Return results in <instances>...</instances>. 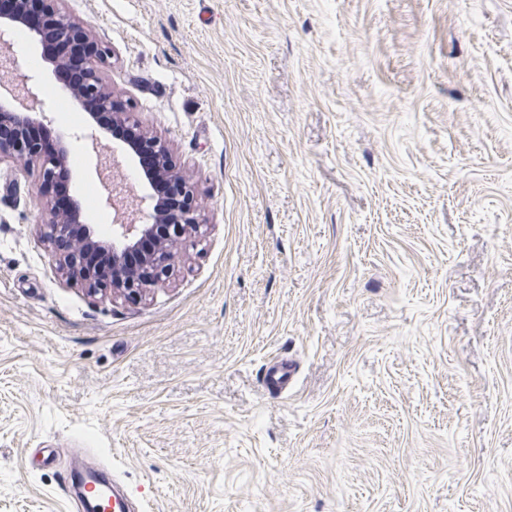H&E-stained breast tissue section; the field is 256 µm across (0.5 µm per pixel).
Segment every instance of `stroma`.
<instances>
[{"label":"stroma","instance_id":"35a3bbf8","mask_svg":"<svg viewBox=\"0 0 512 512\" xmlns=\"http://www.w3.org/2000/svg\"><path fill=\"white\" fill-rule=\"evenodd\" d=\"M62 7L204 225L142 299L93 297L38 165L0 161V512H76L77 448L137 512H512V0ZM69 165L109 236L82 143ZM293 372L294 368L290 362H288V365L283 362H276L266 370L265 383L270 390L281 394L288 389V385L293 378Z\"/></svg>","mask_w":512,"mask_h":512}]
</instances>
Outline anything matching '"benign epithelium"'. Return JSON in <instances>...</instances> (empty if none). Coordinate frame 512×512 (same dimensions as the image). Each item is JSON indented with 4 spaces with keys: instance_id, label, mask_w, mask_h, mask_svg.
<instances>
[{
    "instance_id": "7a95c632",
    "label": "benign epithelium",
    "mask_w": 512,
    "mask_h": 512,
    "mask_svg": "<svg viewBox=\"0 0 512 512\" xmlns=\"http://www.w3.org/2000/svg\"><path fill=\"white\" fill-rule=\"evenodd\" d=\"M33 2L42 4L62 39L75 47H89L83 60L84 81L73 97L86 114L77 137L90 146L97 167L103 165L104 141L109 138L136 158L149 152L157 159L154 167L142 170L141 179L151 192L138 204L129 199L125 187L115 182L103 186L100 203L117 214L110 237H101L93 224H83L82 239L67 240L68 225L82 224V205L75 195L64 211L56 207L53 197L46 198L45 218L40 222L42 237L55 250L56 268L66 283L80 286L94 297L122 295L135 300L168 275L173 244L200 232L193 188L183 172L172 165L169 144L150 133L106 87L102 69L110 53L94 40L87 26L63 10V0H15L14 12L0 13V68L10 74L8 82L0 83V130H9L6 135L0 133V159L7 157L25 165L38 162L41 189L47 190L57 167L69 157L68 137L47 146L27 134L31 126L51 122L41 87L10 56L12 37L18 29L25 28L41 38V23L28 10ZM102 112L112 115V126L99 122Z\"/></svg>"
}]
</instances>
